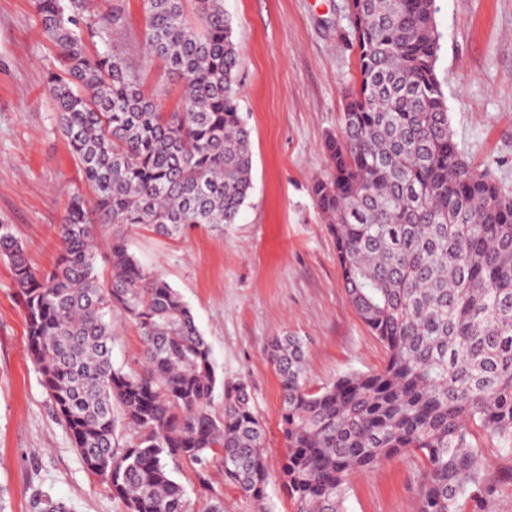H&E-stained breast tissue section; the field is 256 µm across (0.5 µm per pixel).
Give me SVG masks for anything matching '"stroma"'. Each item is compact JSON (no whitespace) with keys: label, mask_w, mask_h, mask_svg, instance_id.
<instances>
[{"label":"stroma","mask_w":512,"mask_h":512,"mask_svg":"<svg viewBox=\"0 0 512 512\" xmlns=\"http://www.w3.org/2000/svg\"><path fill=\"white\" fill-rule=\"evenodd\" d=\"M124 26L109 43L140 71L146 93L172 111L184 84L144 49L141 0H126ZM437 71L454 140L478 169L512 191V0H436ZM240 58L239 108L250 131L251 195L236 223L181 239L143 227L129 232L144 271L161 275L190 306L218 382H245L265 432L270 484L264 501L245 498L211 466L224 512H294L281 486L282 392L268 349L274 337L305 344L311 384L380 370L386 349L347 299L336 244L309 188L328 171L323 149L339 132L357 66L346 0H224ZM55 49L35 0H0V224L13 225L29 262L52 266L58 226L78 167L54 118L47 75ZM112 361L140 370L135 324L112 314ZM26 323L11 269L0 260V512H39V499L71 512H126L86 470L56 419L26 354ZM489 488L477 512H512V453L483 441ZM424 460L397 455L352 473L343 512H416Z\"/></svg>","instance_id":"obj_1"}]
</instances>
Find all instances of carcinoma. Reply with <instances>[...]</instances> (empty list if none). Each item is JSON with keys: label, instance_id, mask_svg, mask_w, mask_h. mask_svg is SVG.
I'll return each instance as SVG.
<instances>
[{"label": "carcinoma", "instance_id": "carcinoma-1", "mask_svg": "<svg viewBox=\"0 0 512 512\" xmlns=\"http://www.w3.org/2000/svg\"><path fill=\"white\" fill-rule=\"evenodd\" d=\"M150 56L185 85L174 111L107 43L124 0H36L56 49L48 85L87 199L75 191L53 267L28 262L0 224L26 320L27 353L86 469L126 512H195L169 463L195 465L223 512L209 467L244 497L266 496L264 436L245 384L222 385L191 308L130 252L143 225L180 238L235 223L252 189L239 110V55L224 0H142ZM357 76L328 174L311 193L336 240L352 306L387 351L372 373L313 387L297 336L269 358L281 383L282 485L295 512H343L348 476L405 452L424 458L417 512H465L487 492V439L512 452V193L458 149L437 72L435 0H348ZM136 323L144 364L112 362V311ZM131 433L119 439L118 426Z\"/></svg>", "mask_w": 512, "mask_h": 512}]
</instances>
